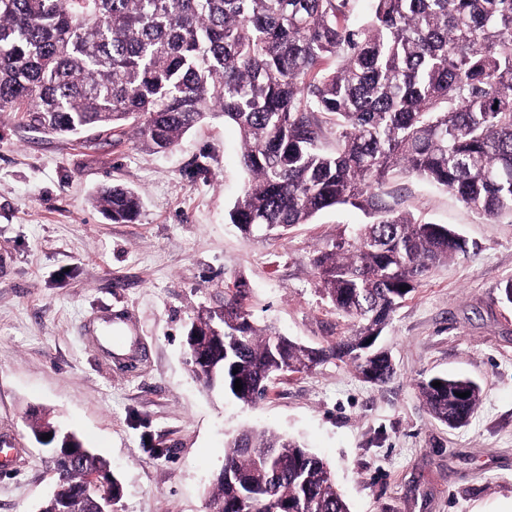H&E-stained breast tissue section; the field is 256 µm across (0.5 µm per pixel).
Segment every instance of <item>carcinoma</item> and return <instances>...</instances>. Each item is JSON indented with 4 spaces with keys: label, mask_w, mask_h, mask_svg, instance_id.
<instances>
[{
    "label": "carcinoma",
    "mask_w": 512,
    "mask_h": 512,
    "mask_svg": "<svg viewBox=\"0 0 512 512\" xmlns=\"http://www.w3.org/2000/svg\"><path fill=\"white\" fill-rule=\"evenodd\" d=\"M352 2L0 0V112L51 134L127 126L154 152L219 114L238 130L249 174L229 212L242 234L282 237L338 206L366 215L313 259L318 290L355 323L353 335L313 348L260 327L241 283L224 297V317L192 321L185 343L210 368L193 376L244 405L264 399L273 378L331 358L373 384L394 375L382 331L429 268L464 246L453 229L387 201L389 176L427 180L483 216L512 212V0H371L357 22ZM98 202L114 223L138 216L139 197L124 186L103 188ZM418 389L446 424L469 420L481 401L468 379L432 376ZM34 433L52 434L56 471L40 512H95L77 489L92 472L112 473L110 462L49 421ZM64 447L83 449L84 463L60 471ZM208 506L350 512L323 459L248 429L225 442Z\"/></svg>",
    "instance_id": "1"
}]
</instances>
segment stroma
Here are the masks:
<instances>
[{"label":"stroma","instance_id":"35a3bbf8","mask_svg":"<svg viewBox=\"0 0 512 512\" xmlns=\"http://www.w3.org/2000/svg\"><path fill=\"white\" fill-rule=\"evenodd\" d=\"M235 129L211 116L152 153L132 131L49 134L0 112V512H38L52 493L45 418L107 458L123 486L114 512H208L226 437L275 430L331 468L350 512H512V214L488 218L417 178L386 184L391 202L443 224L464 253L432 267L379 342L397 373L366 382L346 361L273 380L244 406L196 381L185 336L244 283L261 325L312 347L354 331L316 287L312 260L363 213L346 206L281 239L247 237L228 212L248 175ZM135 190L137 219L96 207L104 186ZM480 384L459 428L432 418L417 384Z\"/></svg>","mask_w":512,"mask_h":512}]
</instances>
